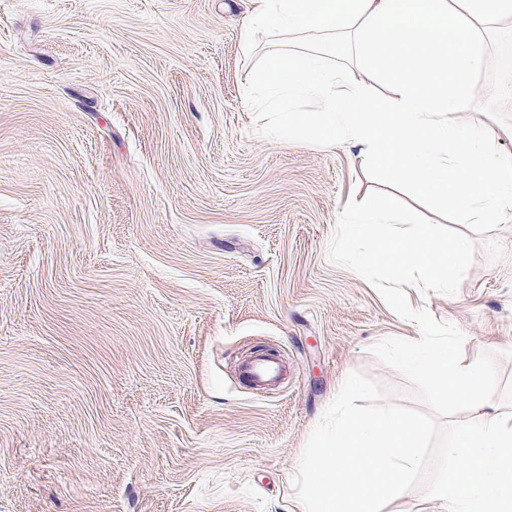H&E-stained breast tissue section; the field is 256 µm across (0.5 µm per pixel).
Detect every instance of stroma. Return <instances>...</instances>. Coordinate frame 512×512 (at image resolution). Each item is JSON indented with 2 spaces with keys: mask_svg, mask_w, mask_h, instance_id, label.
<instances>
[{
  "mask_svg": "<svg viewBox=\"0 0 512 512\" xmlns=\"http://www.w3.org/2000/svg\"><path fill=\"white\" fill-rule=\"evenodd\" d=\"M249 0H0V512H293L292 465L351 371L419 326L327 256L384 184L272 142L243 87ZM460 232L451 296L407 291L512 382V223ZM275 390L245 382L256 347Z\"/></svg>",
  "mask_w": 512,
  "mask_h": 512,
  "instance_id": "obj_1",
  "label": "stroma"
}]
</instances>
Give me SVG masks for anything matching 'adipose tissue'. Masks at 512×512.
<instances>
[{
	"label": "adipose tissue",
	"instance_id": "adipose-tissue-1",
	"mask_svg": "<svg viewBox=\"0 0 512 512\" xmlns=\"http://www.w3.org/2000/svg\"><path fill=\"white\" fill-rule=\"evenodd\" d=\"M512 0H251L246 33L284 36L245 95L272 140L314 137L376 166L394 188L461 224L512 221V127L476 93L512 95V75L476 89Z\"/></svg>",
	"mask_w": 512,
	"mask_h": 512
}]
</instances>
